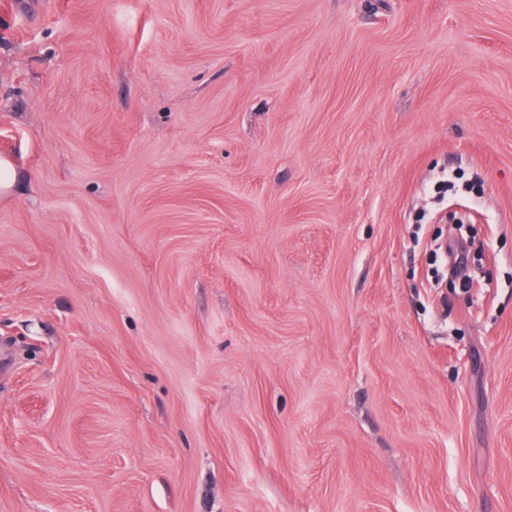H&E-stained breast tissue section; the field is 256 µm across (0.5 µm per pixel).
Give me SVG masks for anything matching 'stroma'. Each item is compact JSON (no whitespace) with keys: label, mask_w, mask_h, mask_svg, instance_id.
Listing matches in <instances>:
<instances>
[{"label":"stroma","mask_w":512,"mask_h":512,"mask_svg":"<svg viewBox=\"0 0 512 512\" xmlns=\"http://www.w3.org/2000/svg\"><path fill=\"white\" fill-rule=\"evenodd\" d=\"M1 153L0 512H512V0H0Z\"/></svg>","instance_id":"stroma-1"}]
</instances>
